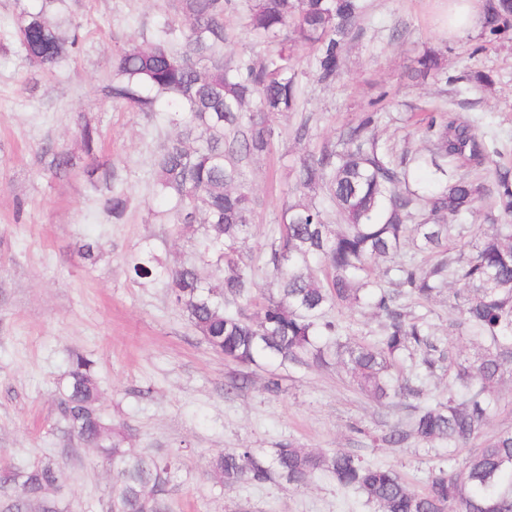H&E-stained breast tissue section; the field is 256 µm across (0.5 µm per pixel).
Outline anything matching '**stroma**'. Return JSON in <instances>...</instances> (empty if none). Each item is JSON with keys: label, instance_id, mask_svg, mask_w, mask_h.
I'll return each instance as SVG.
<instances>
[{"label": "stroma", "instance_id": "1", "mask_svg": "<svg viewBox=\"0 0 512 512\" xmlns=\"http://www.w3.org/2000/svg\"><path fill=\"white\" fill-rule=\"evenodd\" d=\"M364 3L366 14L335 83H320L313 61L301 56L300 110L275 121L271 154L244 171L254 226L242 250L254 261L257 293L272 286L265 267L268 229L294 192L295 162L357 122L371 101L381 103V141L424 148L415 122L441 107L479 120L512 162V38L475 55L469 37L446 29L448 0ZM174 5L54 0L48 18L65 34L79 24L82 42L75 56L47 71L16 41L17 0H0V475L53 461L65 472L47 493L59 512H107L109 466L92 449L68 441L57 422L59 382L69 353L79 350L96 360L101 409L130 434V448L178 456L179 471L168 485L172 512H374L363 495L342 489L328 475L301 489L267 483L228 490L208 473L210 459L221 453L251 448L268 456L289 441L313 451L353 452L396 469L412 489L424 490L435 470L457 466L468 451L375 443V435L409 422L410 400L378 406L338 368L286 369L275 396L263 390L264 372L257 369L246 389L225 393L239 366L204 342L171 303L164 280L129 279L125 260L142 246H151L167 267L192 254L188 238L155 218L166 205L153 188L151 165L175 128L164 113L116 106L102 94L115 50L142 43L177 20ZM248 5L232 0L225 51L258 61L269 46L247 30ZM427 47L443 51L449 73H491L494 91L411 79L412 61ZM305 117L310 137L299 142L294 130ZM87 123L101 132L98 157L111 165L112 183L87 174L91 160L80 137ZM47 145L73 156L70 174L52 175ZM116 188L128 197L119 220L106 208ZM88 242L98 245L92 261L82 250ZM406 306L443 344L462 357L477 356L469 337L448 333L449 322L459 316L451 292Z\"/></svg>", "mask_w": 512, "mask_h": 512}]
</instances>
